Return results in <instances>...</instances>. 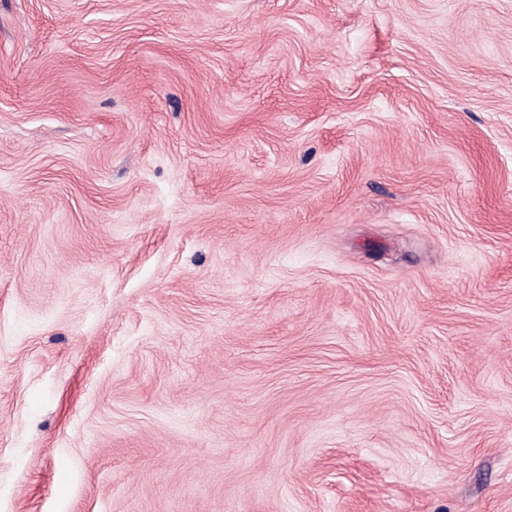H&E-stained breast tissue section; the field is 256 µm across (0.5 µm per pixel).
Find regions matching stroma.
I'll return each mask as SVG.
<instances>
[{"instance_id":"obj_1","label":"stroma","mask_w":512,"mask_h":512,"mask_svg":"<svg viewBox=\"0 0 512 512\" xmlns=\"http://www.w3.org/2000/svg\"><path fill=\"white\" fill-rule=\"evenodd\" d=\"M0 512H512V0H0Z\"/></svg>"}]
</instances>
